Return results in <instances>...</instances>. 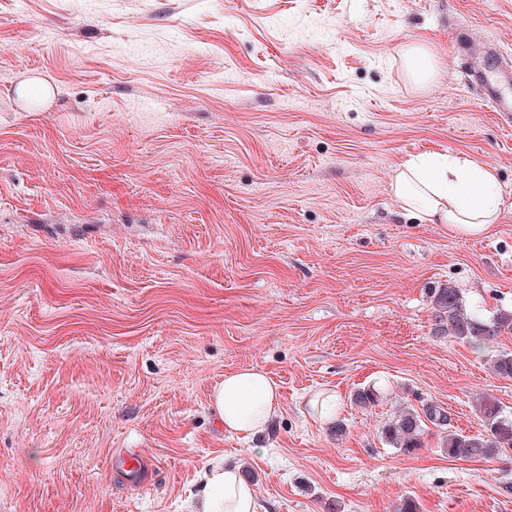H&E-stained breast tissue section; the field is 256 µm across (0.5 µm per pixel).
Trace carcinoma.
Returning <instances> with one entry per match:
<instances>
[{"label": "carcinoma", "instance_id": "1", "mask_svg": "<svg viewBox=\"0 0 512 512\" xmlns=\"http://www.w3.org/2000/svg\"><path fill=\"white\" fill-rule=\"evenodd\" d=\"M432 304L445 322L442 332L476 348L496 337L512 334V312L501 311L485 320L472 314L459 290L436 288L431 291ZM492 370L500 377L512 378V352H500L491 362ZM476 410L484 423V431L463 434L450 430L444 435V448L448 457L460 460H489L506 449H512V418L503 413L500 402L485 394L476 400ZM441 429L448 426L445 411L429 406L418 412L408 406L401 409L385 427V438L390 445L410 453L423 446L428 425Z\"/></svg>", "mask_w": 512, "mask_h": 512}]
</instances>
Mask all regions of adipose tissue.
Masks as SVG:
<instances>
[{
	"instance_id": "ef3b65f1",
	"label": "adipose tissue",
	"mask_w": 512,
	"mask_h": 512,
	"mask_svg": "<svg viewBox=\"0 0 512 512\" xmlns=\"http://www.w3.org/2000/svg\"><path fill=\"white\" fill-rule=\"evenodd\" d=\"M390 191L400 209L423 224L447 225L449 233L483 236L499 218L502 200L493 168L465 155L426 152L408 157L392 173ZM225 432L254 436L281 408L276 381L259 367L225 373L210 396ZM192 512H258L253 485L237 464L209 465Z\"/></svg>"
}]
</instances>
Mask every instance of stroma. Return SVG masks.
<instances>
[{
    "label": "stroma",
    "instance_id": "35a3bbf8",
    "mask_svg": "<svg viewBox=\"0 0 512 512\" xmlns=\"http://www.w3.org/2000/svg\"><path fill=\"white\" fill-rule=\"evenodd\" d=\"M465 29L512 59V0H0V512H183L223 458L260 512H512L511 450L383 434L403 405L512 416V335L456 342L430 298L512 311V114L462 80ZM427 150L496 169L486 236L400 211L390 176ZM255 366L282 405L244 440L209 399ZM404 56L407 67L416 82H426L433 76L434 66L424 47L410 46L405 50ZM18 94L22 98L42 102L50 97L51 87L46 80L33 77L20 84Z\"/></svg>",
    "mask_w": 512,
    "mask_h": 512
}]
</instances>
